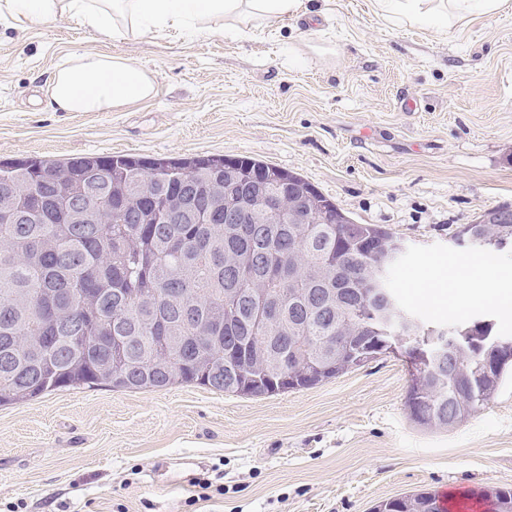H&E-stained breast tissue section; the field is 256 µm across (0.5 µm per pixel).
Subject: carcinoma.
Segmentation results:
<instances>
[{
    "instance_id": "carcinoma-1",
    "label": "carcinoma",
    "mask_w": 512,
    "mask_h": 512,
    "mask_svg": "<svg viewBox=\"0 0 512 512\" xmlns=\"http://www.w3.org/2000/svg\"><path fill=\"white\" fill-rule=\"evenodd\" d=\"M222 156L190 159L83 155L0 162V407L60 388L165 389L197 384L254 397L312 387L374 359L407 336L431 370L411 374L407 407L421 427L467 419L512 367L487 375L501 338L490 316L456 324L455 350L436 328L410 333L389 279L395 318L378 311L366 281L377 257L362 240L391 245L384 224L347 219L321 192L317 224H226L207 199L224 185ZM244 187L264 178L286 194L310 184L249 157L231 159ZM62 173L63 183L46 176ZM153 182V199L140 186ZM83 203L99 221L72 208ZM478 248L512 241L511 224H475ZM277 349L288 382L267 373ZM176 354L175 364L167 356Z\"/></svg>"
}]
</instances>
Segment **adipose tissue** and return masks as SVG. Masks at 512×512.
<instances>
[{
    "label": "adipose tissue",
    "instance_id": "1",
    "mask_svg": "<svg viewBox=\"0 0 512 512\" xmlns=\"http://www.w3.org/2000/svg\"><path fill=\"white\" fill-rule=\"evenodd\" d=\"M386 17L412 22L438 18L440 26L461 24L473 12L488 16L512 8V0H374ZM304 0H0V17L21 23L67 17L88 29L123 38L169 28L208 29L211 21L244 17L270 23L293 16ZM147 70L128 59L84 53L61 63L47 82L49 103L64 112H106L154 94Z\"/></svg>",
    "mask_w": 512,
    "mask_h": 512
}]
</instances>
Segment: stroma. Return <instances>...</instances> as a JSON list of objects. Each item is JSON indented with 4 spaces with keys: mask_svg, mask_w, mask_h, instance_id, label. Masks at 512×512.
<instances>
[{
    "mask_svg": "<svg viewBox=\"0 0 512 512\" xmlns=\"http://www.w3.org/2000/svg\"><path fill=\"white\" fill-rule=\"evenodd\" d=\"M282 18L116 39L70 19L0 22V161L85 154L256 158L299 174L354 221L406 244L392 287L445 326L512 307L449 305L439 273L473 261L512 277V249L453 235L512 206V11L448 30L395 23L373 0H305ZM93 52L151 71L154 96L109 112L49 106L48 78ZM410 366L384 355L270 397L196 384L63 388L0 407V512H371L403 493L512 488V380L468 421L409 417ZM224 493L196 499L190 475Z\"/></svg>",
    "mask_w": 512,
    "mask_h": 512,
    "instance_id": "35a3bbf8",
    "label": "stroma"
}]
</instances>
